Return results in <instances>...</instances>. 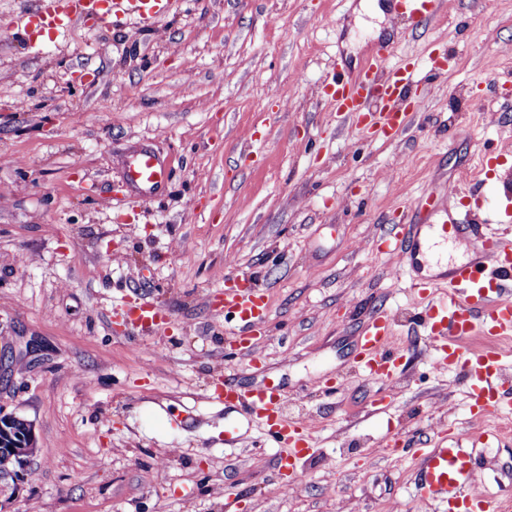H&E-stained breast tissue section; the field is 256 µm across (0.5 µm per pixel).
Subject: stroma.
<instances>
[{"instance_id":"obj_1","label":"stroma","mask_w":512,"mask_h":512,"mask_svg":"<svg viewBox=\"0 0 512 512\" xmlns=\"http://www.w3.org/2000/svg\"><path fill=\"white\" fill-rule=\"evenodd\" d=\"M360 2L170 0L147 25L0 41V347L15 354L0 404L36 436L0 512H224L228 498L240 512H447L414 495L413 450L452 433L468 437L478 491L512 504V403L471 412L417 323L444 289L411 292L378 248L429 188L492 202L512 186V0H444L421 25L384 0L377 31L356 25ZM381 48L386 68L416 63L427 99L390 141L337 123L323 91ZM141 143L173 161L147 195L121 170ZM241 274L269 307L255 363L232 354L218 311ZM136 298L163 310L152 332L120 315ZM380 308L406 357L378 383L355 358ZM228 372L280 381L284 415L310 427L294 485L213 399Z\"/></svg>"}]
</instances>
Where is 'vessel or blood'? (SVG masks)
Instances as JSON below:
<instances>
[{
	"label": "vessel or blood",
	"mask_w": 512,
	"mask_h": 512,
	"mask_svg": "<svg viewBox=\"0 0 512 512\" xmlns=\"http://www.w3.org/2000/svg\"><path fill=\"white\" fill-rule=\"evenodd\" d=\"M398 3L419 24L435 17L441 8V0ZM168 7L169 0H62L58 7L45 0L28 13L21 33L31 42L42 43L91 16L115 25L131 15L149 22L165 14ZM384 61V55H376L358 79L350 81L338 73L328 85L340 121L365 118L371 134L393 140L403 134L412 115L424 109L425 100L410 96L414 72L409 64H401L385 81H378L377 72ZM370 94L376 96L380 109L362 112L363 101ZM168 178L167 163L148 147L134 153L125 166L126 184L143 194L160 189ZM507 218V213L498 209H473L461 199L441 202L424 194L419 209L403 223L391 226L379 240L381 248L396 256L411 288L419 294L437 286L447 288V300L424 309L421 327L431 341L436 365L459 368L472 406L487 413L497 412L504 402L507 355L495 342L474 350L466 340L478 332L494 338L512 335V239L497 230ZM463 238L472 242L469 258L448 264L449 243ZM224 313L238 324L239 352L253 356L264 333L268 307L250 278L239 276L225 287ZM123 316L146 332L162 320L160 309L142 298L126 304ZM358 343L357 365L365 378L385 381L397 373L404 354L391 345L390 321L384 311H375L366 320ZM216 396L223 399L225 407L241 408L258 421L279 449V472L287 473L289 482H296L300 477L296 463L309 455L312 437L305 423L283 419L281 405L286 394L281 385L267 379L244 387L228 375ZM475 480L473 458L461 438L453 436L445 446L422 449L415 494L445 503L448 512H488L489 499L474 491Z\"/></svg>",
	"instance_id": "b4317fda"
}]
</instances>
